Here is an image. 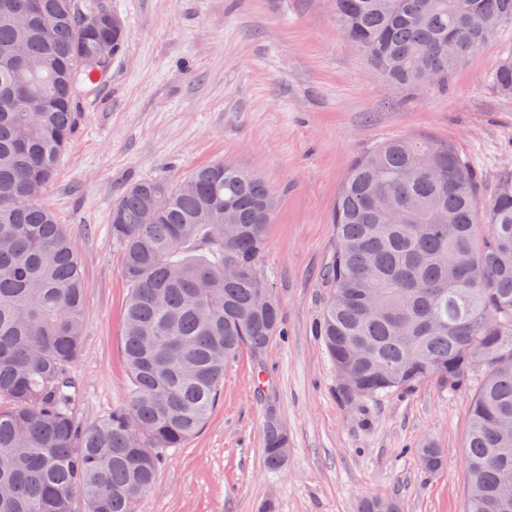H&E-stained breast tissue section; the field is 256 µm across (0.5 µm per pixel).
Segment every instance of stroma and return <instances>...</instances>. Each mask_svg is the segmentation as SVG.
I'll use <instances>...</instances> for the list:
<instances>
[{
  "label": "stroma",
  "mask_w": 512,
  "mask_h": 512,
  "mask_svg": "<svg viewBox=\"0 0 512 512\" xmlns=\"http://www.w3.org/2000/svg\"><path fill=\"white\" fill-rule=\"evenodd\" d=\"M78 3L107 7L124 29L107 77L79 100L74 137L44 196L71 233L87 283L83 355L72 368L80 420L97 422L127 400L128 285L111 229L127 187L226 161L257 171L278 200L262 266L288 334L261 357L244 350L225 363L212 415L165 459L142 512H358L366 498L396 500L403 512H465L473 389L428 381L344 405L314 326L336 249V197L357 157L389 138L450 142L478 173L483 200L512 171V94L493 80L512 57V25L447 89L405 91L337 31L331 0ZM270 408L290 448L277 474L261 456ZM424 440L445 459L431 476L414 453Z\"/></svg>",
  "instance_id": "stroma-1"
}]
</instances>
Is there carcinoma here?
Segmentation results:
<instances>
[{
	"mask_svg": "<svg viewBox=\"0 0 512 512\" xmlns=\"http://www.w3.org/2000/svg\"><path fill=\"white\" fill-rule=\"evenodd\" d=\"M340 32L398 88L428 72L445 88L502 26L512 0H334ZM97 7L76 0H0V512H138L167 454L207 421L224 362L256 358L283 336L274 286L261 272L276 199L255 172L222 161L176 180L132 184L112 206V243L129 287L127 403L93 424L71 409L82 355L86 282L71 234L43 197L74 134L97 69L82 52L123 26L85 31ZM39 59L40 73L19 62ZM512 94V58L494 76ZM47 98L32 118L14 86ZM336 252L318 336L355 390L346 405L435 380L453 392L484 381L469 407L467 512H512V173L480 203L477 176L445 141L394 138L349 169L333 218ZM270 296L254 309L255 295ZM288 432L274 411L263 464L283 469ZM423 469L444 459L427 442ZM400 512L362 502L361 512Z\"/></svg>",
	"mask_w": 512,
	"mask_h": 512,
	"instance_id": "obj_1",
	"label": "carcinoma"
}]
</instances>
